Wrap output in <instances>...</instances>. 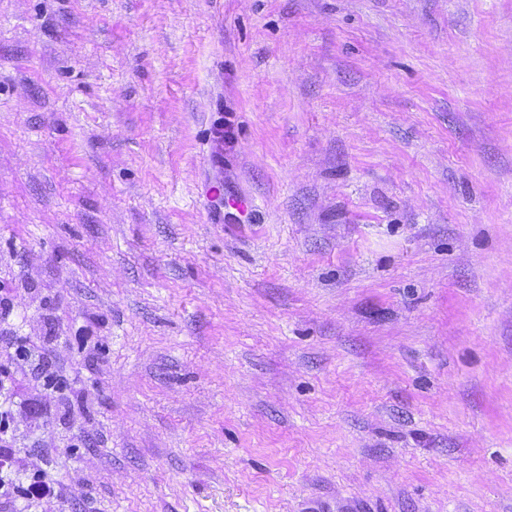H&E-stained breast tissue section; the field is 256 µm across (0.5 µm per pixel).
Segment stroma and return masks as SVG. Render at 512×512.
Listing matches in <instances>:
<instances>
[{"label":"stroma","instance_id":"obj_1","mask_svg":"<svg viewBox=\"0 0 512 512\" xmlns=\"http://www.w3.org/2000/svg\"><path fill=\"white\" fill-rule=\"evenodd\" d=\"M0 408V512H512V0H0Z\"/></svg>","mask_w":512,"mask_h":512}]
</instances>
